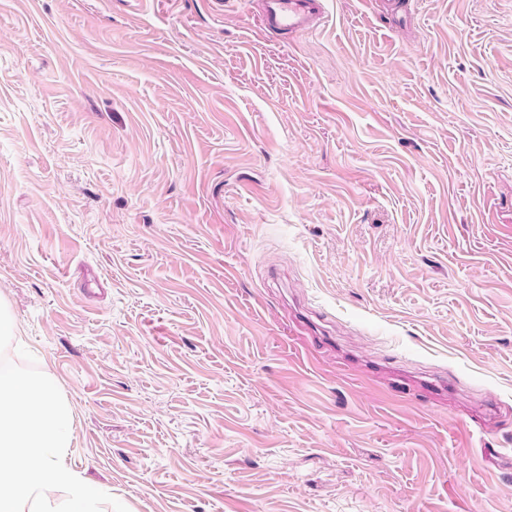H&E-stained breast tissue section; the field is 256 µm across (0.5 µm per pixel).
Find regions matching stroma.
<instances>
[{
  "mask_svg": "<svg viewBox=\"0 0 512 512\" xmlns=\"http://www.w3.org/2000/svg\"><path fill=\"white\" fill-rule=\"evenodd\" d=\"M323 3L0 0V300L128 512H512V0ZM262 24L266 30L309 32L314 18L324 12L322 0H264Z\"/></svg>",
  "mask_w": 512,
  "mask_h": 512,
  "instance_id": "1",
  "label": "stroma"
}]
</instances>
